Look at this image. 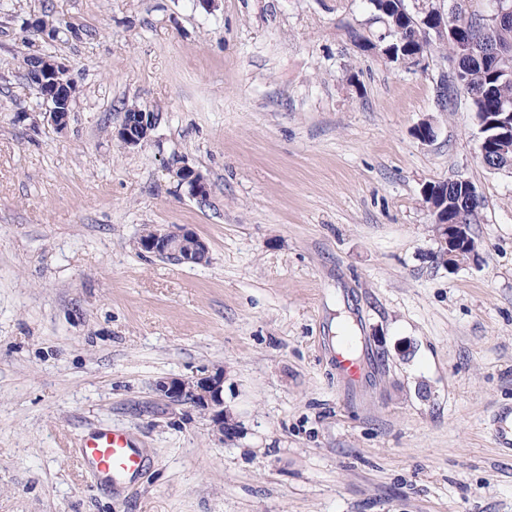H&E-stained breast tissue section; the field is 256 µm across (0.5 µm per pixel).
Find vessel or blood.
I'll return each instance as SVG.
<instances>
[{"label": "vessel or blood", "mask_w": 512, "mask_h": 512, "mask_svg": "<svg viewBox=\"0 0 512 512\" xmlns=\"http://www.w3.org/2000/svg\"><path fill=\"white\" fill-rule=\"evenodd\" d=\"M333 363L343 385L355 387L363 381V362L348 347L337 349ZM487 426L495 447L512 454V404H499L488 417ZM77 454L98 486L116 497L132 493L138 476L150 465L147 449L131 433L109 427L94 428L83 435Z\"/></svg>", "instance_id": "obj_1"}]
</instances>
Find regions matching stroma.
<instances>
[{
    "label": "stroma",
    "instance_id": "35a3bbf8",
    "mask_svg": "<svg viewBox=\"0 0 512 512\" xmlns=\"http://www.w3.org/2000/svg\"><path fill=\"white\" fill-rule=\"evenodd\" d=\"M351 27L383 31L364 0H0V512H512L485 431L512 402V170L480 164L465 95L438 108L443 51L400 65ZM34 42L77 87L61 133ZM133 104L158 121L128 149ZM455 179L482 263L451 273L421 189ZM183 225L206 262L141 248ZM340 315L366 339L355 392L329 360ZM219 369L230 441L153 391ZM96 426L153 459L129 497L74 459ZM177 169L181 170L182 176L185 177L179 179L180 188L184 186L189 196L201 199L207 195L208 185L202 174L185 165H181Z\"/></svg>",
    "mask_w": 512,
    "mask_h": 512
}]
</instances>
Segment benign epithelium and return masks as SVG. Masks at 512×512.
<instances>
[{"instance_id":"7a95c632","label":"benign epithelium","mask_w":512,"mask_h":512,"mask_svg":"<svg viewBox=\"0 0 512 512\" xmlns=\"http://www.w3.org/2000/svg\"><path fill=\"white\" fill-rule=\"evenodd\" d=\"M444 0H433L423 18L429 27L441 37H446L449 18L460 0H453L451 4L442 7ZM478 17L484 22L512 21V0H488ZM384 35L389 36L399 45V62L411 66H418L422 58L409 56L405 50L410 40L409 30L394 27L386 28ZM29 80L35 86L40 97L48 103L45 112L47 121L55 130L62 131L67 127L68 107L74 101L77 87L69 78L68 66L59 61L53 62L50 72L35 71L30 74ZM157 123V114L144 109L130 113L124 118L122 125L112 131L116 138L127 148H136L142 140L133 137L134 129H152ZM183 179L180 186L186 188L189 196L201 199L207 195L208 185L202 174L185 165L179 166ZM438 244L437 253L443 268L455 273L466 266H476L481 262L480 246L474 242L463 224H439L435 236ZM465 243L470 250L467 261H457L458 246ZM141 247L152 253L162 252L180 264H199L208 256L207 243L190 229L179 226L174 229L159 230L150 240L140 241ZM156 393L173 405H189L209 415L214 431L221 437H233L237 434V425L229 414L224 412V373L217 372L206 377L162 379L155 383Z\"/></svg>"}]
</instances>
